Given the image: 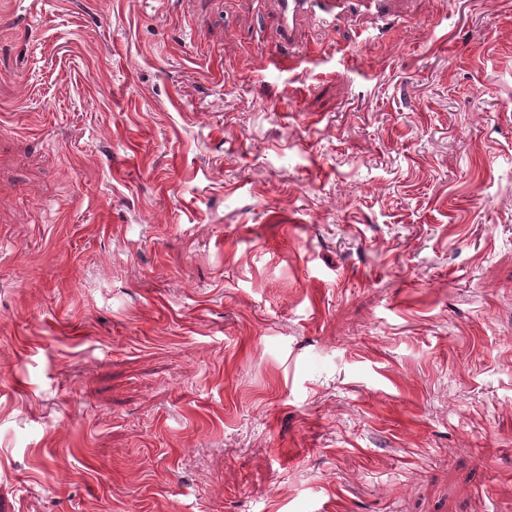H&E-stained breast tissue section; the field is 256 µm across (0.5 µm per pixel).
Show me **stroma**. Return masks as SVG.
Returning <instances> with one entry per match:
<instances>
[{"instance_id": "1", "label": "stroma", "mask_w": 512, "mask_h": 512, "mask_svg": "<svg viewBox=\"0 0 512 512\" xmlns=\"http://www.w3.org/2000/svg\"><path fill=\"white\" fill-rule=\"evenodd\" d=\"M391 12L0 0V512H512V0ZM392 0H277L281 46L294 44L297 40L298 24L311 19L328 32L336 27V20L348 10L371 20L386 18Z\"/></svg>"}]
</instances>
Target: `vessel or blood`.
<instances>
[{
	"mask_svg": "<svg viewBox=\"0 0 512 512\" xmlns=\"http://www.w3.org/2000/svg\"><path fill=\"white\" fill-rule=\"evenodd\" d=\"M390 9L391 0H277L280 41L285 45L294 44L298 25L306 18L331 31L335 29L337 19L346 12L374 20L386 18Z\"/></svg>",
	"mask_w": 512,
	"mask_h": 512,
	"instance_id": "vessel-or-blood-1",
	"label": "vessel or blood"
}]
</instances>
